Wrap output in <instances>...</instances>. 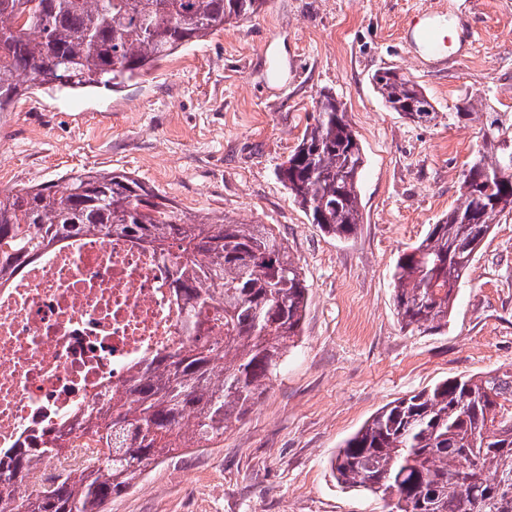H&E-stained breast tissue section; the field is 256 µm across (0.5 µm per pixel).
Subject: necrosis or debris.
Here are the masks:
<instances>
[{
  "mask_svg": "<svg viewBox=\"0 0 512 512\" xmlns=\"http://www.w3.org/2000/svg\"><path fill=\"white\" fill-rule=\"evenodd\" d=\"M173 261L126 237L90 235L0 286V448L123 398L134 365L180 346Z\"/></svg>",
  "mask_w": 512,
  "mask_h": 512,
  "instance_id": "4bbe7bcc",
  "label": "necrosis or debris"
}]
</instances>
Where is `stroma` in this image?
I'll use <instances>...</instances> for the list:
<instances>
[{
  "label": "stroma",
  "instance_id": "1",
  "mask_svg": "<svg viewBox=\"0 0 512 512\" xmlns=\"http://www.w3.org/2000/svg\"><path fill=\"white\" fill-rule=\"evenodd\" d=\"M422 11L457 19L445 68L404 40ZM384 68L410 74L439 119L388 111L371 82ZM324 91L345 103L365 154L362 222L346 240L310 223L278 175ZM475 94L512 113V0H268L120 91L35 88L0 111L6 191L123 171L187 212L273 225L309 288L298 346L250 411L106 512H384L380 497L337 485V450L396 398L512 365V215L483 241L447 329L404 331L393 305L399 253L454 205L481 142L478 123L447 118Z\"/></svg>",
  "mask_w": 512,
  "mask_h": 512
}]
</instances>
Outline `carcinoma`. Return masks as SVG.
I'll return each mask as SVG.
<instances>
[{
  "mask_svg": "<svg viewBox=\"0 0 512 512\" xmlns=\"http://www.w3.org/2000/svg\"><path fill=\"white\" fill-rule=\"evenodd\" d=\"M0 0V111L28 89L114 91L178 48L252 19L267 0ZM386 107L414 123L439 113L396 68L373 75ZM314 123L279 168L290 198L338 238L361 223L364 156L344 103L320 95ZM479 121L483 143L459 178L456 203L399 255L394 305L401 328L448 326L457 288L495 221L512 214V113L481 98L448 114ZM122 235L161 253L177 248L175 293L187 301L188 342L143 361L123 400H106L78 425L89 436L72 475L40 487L13 512H104L103 505L178 450L186 426L201 448L224 437L297 347L308 288L269 224L191 214L125 172L89 170L0 195V281L56 243ZM222 312L210 343L207 311ZM224 363H219V359ZM48 430L0 461V503L44 458L72 447ZM336 483L379 494L387 512H512V367L448 378L384 407L331 460Z\"/></svg>",
  "mask_w": 512,
  "mask_h": 512,
  "instance_id": "carcinoma-1",
  "label": "carcinoma"
}]
</instances>
